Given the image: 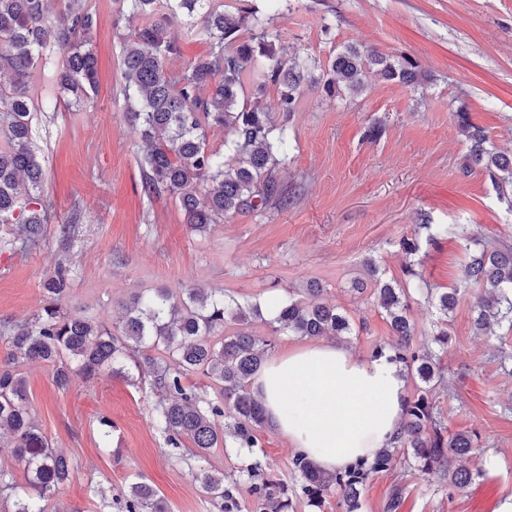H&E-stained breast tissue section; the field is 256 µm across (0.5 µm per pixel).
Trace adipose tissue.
Returning <instances> with one entry per match:
<instances>
[{
	"label": "adipose tissue",
	"mask_w": 512,
	"mask_h": 512,
	"mask_svg": "<svg viewBox=\"0 0 512 512\" xmlns=\"http://www.w3.org/2000/svg\"><path fill=\"white\" fill-rule=\"evenodd\" d=\"M269 423L326 472L389 447L406 398L399 367L312 342L271 358L252 381Z\"/></svg>",
	"instance_id": "obj_1"
}]
</instances>
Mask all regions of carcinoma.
Returning a JSON list of instances; mask_svg holds the SVG:
<instances>
[{"mask_svg":"<svg viewBox=\"0 0 512 512\" xmlns=\"http://www.w3.org/2000/svg\"><path fill=\"white\" fill-rule=\"evenodd\" d=\"M77 0H0V72L9 84L0 88V224H14V242L26 250L39 243L52 219V202L43 194L44 166L33 135L35 119L32 79L39 60L53 51L64 54L56 83L80 104L96 92L97 60L92 50L95 20L89 11L73 8ZM119 14L138 20L123 41L120 70L128 109L126 122L139 129L146 150L140 161L142 186L147 194L169 193L177 199L186 224L205 232L230 215L288 205L291 189L279 177L288 158V129L275 127L262 98L276 87L282 111L297 108L301 85L311 70L309 59L288 58L280 51L281 33L272 19L256 10H224V0H120ZM176 24L207 44V52L176 71L170 63L181 54L171 35ZM384 81L418 83V66L403 56L392 60L373 50L348 45L328 64L323 88L328 96L363 91L366 73ZM457 127L469 143L462 166L467 174L480 166L499 189L512 186V158L487 147L488 138L475 127L469 113L455 114ZM211 128L233 135L229 152L208 145ZM427 239L446 233L463 246L471 240L466 224L435 227L421 224ZM405 255L404 274L418 276V238L399 242ZM374 282L373 294L396 336L395 343L377 346L372 358H385L419 379L413 398L405 401L404 420L389 448L362 459L345 470L324 473L298 454L294 468L301 474V492L319 508L330 491H340L343 512H359L361 488L368 473L387 470L400 453L425 474H448V487L465 489L475 474L451 462L473 451V439L448 431L431 401L434 382L441 378L440 351L448 332L440 330L432 344L412 345L408 316V289L396 288L378 277L375 262L366 264ZM72 270L59 266L43 282L40 311L30 320L5 324L0 339L8 347L0 360V454L11 455L23 470V481L0 468V497L13 500L12 512H47V502L70 477L73 461L53 448L39 427L27 380L25 363L53 366L59 387L77 372L91 381L108 372L132 386L147 385L156 396L155 422L171 448L191 447L181 456L192 479L216 512H236L238 501L224 485L222 472L203 463L213 448H236L244 453L234 484H248L257 494L259 512H289L288 483L265 475L256 448L258 431L267 422L262 403L249 383L274 347L271 337L244 329L229 333L261 316L258 304L243 305L234 297L205 288H185L180 294L158 289L139 296L124 308L121 324L66 309ZM461 284L476 286L475 325L512 326V247L466 252ZM322 289H307L311 300L282 303L268 320L273 333L288 332L314 338L347 336L349 319L333 305L319 301ZM460 289L435 298L443 315L454 308ZM200 373L218 388L211 399L185 385L188 375ZM99 512H167L150 484L137 479Z\"/></svg>","mask_w":512,"mask_h":512,"instance_id":"cac0c4a2","label":"carcinoma"}]
</instances>
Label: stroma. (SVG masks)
<instances>
[{"instance_id":"obj_1","label":"stroma","mask_w":512,"mask_h":512,"mask_svg":"<svg viewBox=\"0 0 512 512\" xmlns=\"http://www.w3.org/2000/svg\"><path fill=\"white\" fill-rule=\"evenodd\" d=\"M272 16L286 54L327 65L345 46L362 44L396 58L407 56L422 74L420 86L367 75L357 96L328 97L322 83L306 82L295 112L283 115L275 88L264 103L275 122H287L290 151L280 170L297 196L285 208L225 218L205 233L191 231L173 196L151 197L142 187L143 143L123 114L121 45L131 24H114L115 0H79L96 20L98 89L83 106L67 105L56 86L60 54L39 67L35 139L45 158L43 190L53 219L39 246L21 252L10 242L12 224H0V320L36 313L42 284L58 264L70 265L69 308L119 322L131 295L157 288L221 289L243 303L272 297L305 298L310 284L324 302L351 319L344 344L362 359L393 342L390 324L371 293L352 289L374 261L385 281H403L402 238L421 219L468 225L473 248L512 245V201L487 173L463 174L466 141L454 117L469 112L498 152L512 155V0H224ZM382 136L368 140L370 124ZM83 215L70 244L57 225ZM417 271L442 293L458 283L465 250L453 238L422 242ZM462 293L441 315L411 294L414 345L439 328L449 341L441 355L443 381L432 401L449 431L476 433L466 465L476 483L449 492L438 475L421 473L404 458L370 474L362 512H386L400 490L398 512H497L512 495V328L477 330L473 297ZM36 418L53 447L75 462L69 482L53 497L72 512H95L89 486L113 496L135 477L153 485L168 512H209L187 467L178 462L152 418L155 396L108 375L72 376L59 388L53 369L24 366ZM117 426L103 446L96 418ZM272 473L296 487L295 450L273 428L260 431Z\"/></svg>"}]
</instances>
